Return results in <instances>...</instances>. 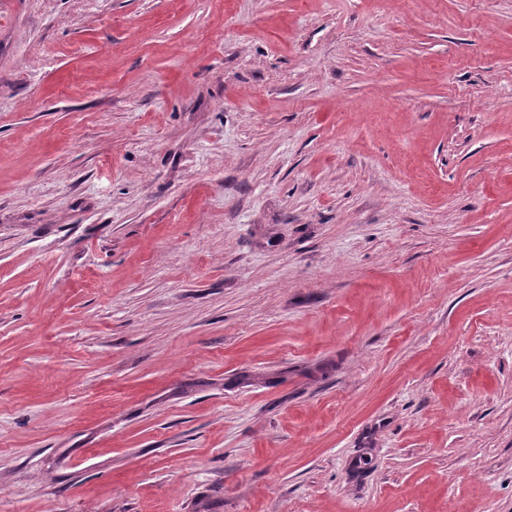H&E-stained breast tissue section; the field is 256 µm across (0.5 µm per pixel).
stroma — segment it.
<instances>
[{
	"label": "stroma",
	"instance_id": "1",
	"mask_svg": "<svg viewBox=\"0 0 512 512\" xmlns=\"http://www.w3.org/2000/svg\"><path fill=\"white\" fill-rule=\"evenodd\" d=\"M0 512H512V0H0Z\"/></svg>",
	"mask_w": 512,
	"mask_h": 512
}]
</instances>
